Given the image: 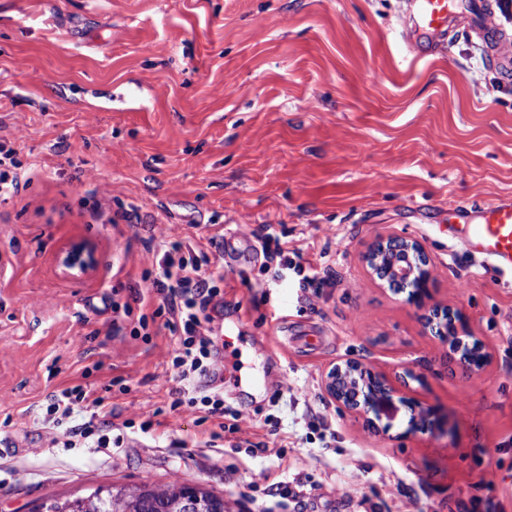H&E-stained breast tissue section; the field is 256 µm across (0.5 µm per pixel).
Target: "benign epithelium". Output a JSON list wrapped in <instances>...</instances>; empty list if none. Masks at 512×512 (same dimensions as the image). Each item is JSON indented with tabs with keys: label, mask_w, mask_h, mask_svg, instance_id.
<instances>
[{
	"label": "benign epithelium",
	"mask_w": 512,
	"mask_h": 512,
	"mask_svg": "<svg viewBox=\"0 0 512 512\" xmlns=\"http://www.w3.org/2000/svg\"><path fill=\"white\" fill-rule=\"evenodd\" d=\"M56 262L68 277L88 276L97 268L96 247L72 242L57 254ZM362 262L382 290L405 296L407 303L421 310L422 332L438 340L449 362L467 375L482 371L490 363L491 353L481 338L459 336V329L466 326L463 313L434 299L433 259L419 239L396 232L380 235L362 254ZM414 383L425 386L426 376L413 367H403L390 376L356 359L336 361L322 378L327 398L361 421L371 434L388 431L382 421L396 406L407 415V433H447L448 418L418 396ZM192 489L193 485L184 482L148 487L151 496L164 503L165 512H206L200 495Z\"/></svg>",
	"instance_id": "benign-epithelium-1"
}]
</instances>
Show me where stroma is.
<instances>
[{
  "label": "stroma",
  "mask_w": 512,
  "mask_h": 512,
  "mask_svg": "<svg viewBox=\"0 0 512 512\" xmlns=\"http://www.w3.org/2000/svg\"><path fill=\"white\" fill-rule=\"evenodd\" d=\"M407 2L0 0V143L20 177L0 195V512L175 482L225 512H512V274L455 216L512 196V13L490 5L480 35L458 20L410 63ZM268 229L294 263L282 277ZM391 231L425 243L436 300L492 352L483 372L454 371L367 274ZM216 234L200 392L223 390L220 420L175 403L150 279L162 246ZM73 240L96 245L95 276L59 273ZM346 358L424 372L447 434H407L400 412L365 431L322 389ZM75 386L86 400L45 421ZM72 389H65L58 394H52L48 399L46 414L61 417H70L74 411L75 401L72 399Z\"/></svg>",
  "instance_id": "stroma-1"
}]
</instances>
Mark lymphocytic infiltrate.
I'll use <instances>...</instances> for the list:
<instances>
[{"label":"lymphocytic infiltrate","instance_id":"f902f5d3","mask_svg":"<svg viewBox=\"0 0 512 512\" xmlns=\"http://www.w3.org/2000/svg\"><path fill=\"white\" fill-rule=\"evenodd\" d=\"M206 252H184L182 243L162 248L152 286L161 298L163 326L176 339L173 366L182 383L184 403L195 405L197 383L209 375L205 361L210 340L204 327L208 306L217 293L215 272L209 271Z\"/></svg>","mask_w":512,"mask_h":512}]
</instances>
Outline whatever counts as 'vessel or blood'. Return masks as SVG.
<instances>
[{"label": "vessel or blood", "instance_id": "vessel-or-blood-1", "mask_svg": "<svg viewBox=\"0 0 512 512\" xmlns=\"http://www.w3.org/2000/svg\"><path fill=\"white\" fill-rule=\"evenodd\" d=\"M470 7V0H414L418 40L410 44L409 53L419 57L425 46L444 43L455 14ZM464 231L476 253L497 269L512 272V199L484 207L479 219L467 222Z\"/></svg>", "mask_w": 512, "mask_h": 512}]
</instances>
